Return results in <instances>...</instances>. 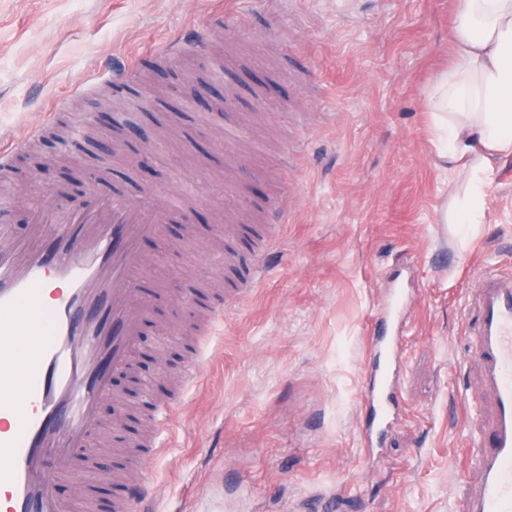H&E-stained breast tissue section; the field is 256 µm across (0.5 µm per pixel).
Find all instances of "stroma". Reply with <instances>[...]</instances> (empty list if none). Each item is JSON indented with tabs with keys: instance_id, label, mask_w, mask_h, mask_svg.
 I'll return each mask as SVG.
<instances>
[{
	"instance_id": "1",
	"label": "stroma",
	"mask_w": 512,
	"mask_h": 512,
	"mask_svg": "<svg viewBox=\"0 0 512 512\" xmlns=\"http://www.w3.org/2000/svg\"><path fill=\"white\" fill-rule=\"evenodd\" d=\"M456 20L457 0H297L251 9L245 26L224 0H0V136L13 143L0 222L24 234L48 191L66 198L98 176L190 217L143 245L159 296L127 366L154 382L136 415L152 400L170 408L164 445L113 447L125 407L103 400L90 432L103 501L120 460L143 470L150 512H307L329 497L336 512H456L455 487L479 478L460 463L480 375L468 301L484 272L512 273V160L496 167L481 224L442 221L463 179L439 163L426 100ZM125 70L140 130L116 162L95 117ZM216 98L250 132L232 164ZM76 112L97 143L60 151ZM283 198L267 277L195 335L180 299L223 290L212 268L225 225L257 223L259 204ZM394 284L413 296L403 413L369 459V328ZM190 342L203 368L186 378Z\"/></svg>"
}]
</instances>
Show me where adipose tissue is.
Listing matches in <instances>:
<instances>
[{"label":"adipose tissue","mask_w":512,"mask_h":512,"mask_svg":"<svg viewBox=\"0 0 512 512\" xmlns=\"http://www.w3.org/2000/svg\"><path fill=\"white\" fill-rule=\"evenodd\" d=\"M427 107L439 158L465 176L453 220L482 223L495 163L512 158V0H459L453 58Z\"/></svg>","instance_id":"ef3b65f1"}]
</instances>
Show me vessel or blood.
I'll return each instance as SVG.
<instances>
[{
  "mask_svg": "<svg viewBox=\"0 0 512 512\" xmlns=\"http://www.w3.org/2000/svg\"><path fill=\"white\" fill-rule=\"evenodd\" d=\"M261 214L260 224L234 231L242 244L234 258L238 293L266 274L264 247L276 242L285 208L268 205ZM173 221L150 191L114 186L76 210L34 208L25 236L0 225V512H71L54 490L52 460L85 487L88 512H100L97 463L82 449L113 371L127 365L152 320L156 291L143 279L142 244ZM184 301L212 320L224 313L220 294L195 289ZM407 306V294L393 291L373 323L366 393L372 437L399 416ZM472 307L473 353L492 393L491 414L477 419L468 441L464 463L480 480L457 485V512H512V276L483 274ZM17 345L30 372L14 367ZM144 495L143 483L127 482L112 508L140 512Z\"/></svg>",
  "mask_w": 512,
  "mask_h": 512,
  "instance_id": "obj_1",
  "label": "vessel or blood"
}]
</instances>
